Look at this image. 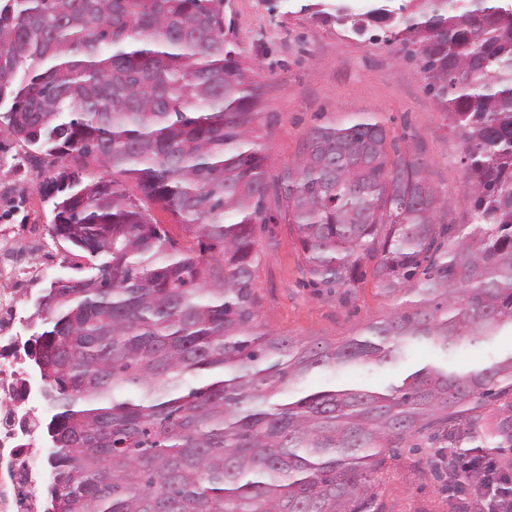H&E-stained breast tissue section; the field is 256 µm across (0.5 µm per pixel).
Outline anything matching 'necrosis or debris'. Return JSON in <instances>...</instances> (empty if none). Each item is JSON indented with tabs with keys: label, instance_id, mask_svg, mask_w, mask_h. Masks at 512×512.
<instances>
[{
	"label": "necrosis or debris",
	"instance_id": "1",
	"mask_svg": "<svg viewBox=\"0 0 512 512\" xmlns=\"http://www.w3.org/2000/svg\"><path fill=\"white\" fill-rule=\"evenodd\" d=\"M55 268L43 234L0 224V512H47L50 402L30 364L39 286Z\"/></svg>",
	"mask_w": 512,
	"mask_h": 512
}]
</instances>
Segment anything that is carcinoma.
Segmentation results:
<instances>
[{"label":"carcinoma","instance_id":"1","mask_svg":"<svg viewBox=\"0 0 512 512\" xmlns=\"http://www.w3.org/2000/svg\"><path fill=\"white\" fill-rule=\"evenodd\" d=\"M336 22L420 62L474 184L471 223H444L422 152L365 112L312 128L269 176L262 87L224 0L0 10V137L51 168L50 235L91 270L36 304L31 355L56 409L50 512H382L375 476L393 449L447 439L512 388V351L373 388L300 387L316 369L512 333V15L500 0H382ZM92 163L102 177L87 183ZM280 218L310 287L331 296L372 263L403 301L332 342L263 327L256 228Z\"/></svg>","mask_w":512,"mask_h":512}]
</instances>
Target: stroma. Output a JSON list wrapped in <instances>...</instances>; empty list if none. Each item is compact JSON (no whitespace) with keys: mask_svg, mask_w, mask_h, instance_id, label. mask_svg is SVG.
I'll return each mask as SVG.
<instances>
[{"mask_svg":"<svg viewBox=\"0 0 512 512\" xmlns=\"http://www.w3.org/2000/svg\"><path fill=\"white\" fill-rule=\"evenodd\" d=\"M311 0H231L235 40L243 57L256 66L264 83L261 132L269 154V171L278 174L300 154L307 131L351 112H372L394 136L401 151L421 148L434 186L447 196L446 221L465 224L463 203L473 189L460 163V143L438 101L425 89L417 61L399 57L394 45L356 37L331 20L314 17ZM44 164L29 166L26 204L18 224L48 229L52 203L42 186ZM260 261L252 288L258 320L277 335L306 342L334 341L357 333L365 324L395 309L398 295L378 287L365 272L348 295L328 297L306 287L303 253L292 225H266L258 234ZM398 368H350L341 373L317 370L307 391L341 379L376 386L397 376ZM416 449H398L378 476L383 512H457L462 486L447 488L429 467L436 449L416 436Z\"/></svg>","mask_w":512,"mask_h":512,"instance_id":"35a3bbf8","label":"stroma"}]
</instances>
